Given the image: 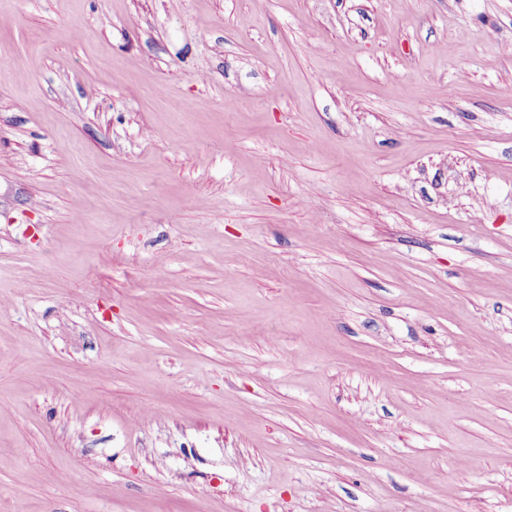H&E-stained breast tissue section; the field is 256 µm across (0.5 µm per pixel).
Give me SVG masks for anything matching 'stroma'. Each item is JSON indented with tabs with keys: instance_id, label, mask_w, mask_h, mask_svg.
Returning <instances> with one entry per match:
<instances>
[{
	"instance_id": "1",
	"label": "stroma",
	"mask_w": 512,
	"mask_h": 512,
	"mask_svg": "<svg viewBox=\"0 0 512 512\" xmlns=\"http://www.w3.org/2000/svg\"><path fill=\"white\" fill-rule=\"evenodd\" d=\"M0 512H512V0H0Z\"/></svg>"
}]
</instances>
